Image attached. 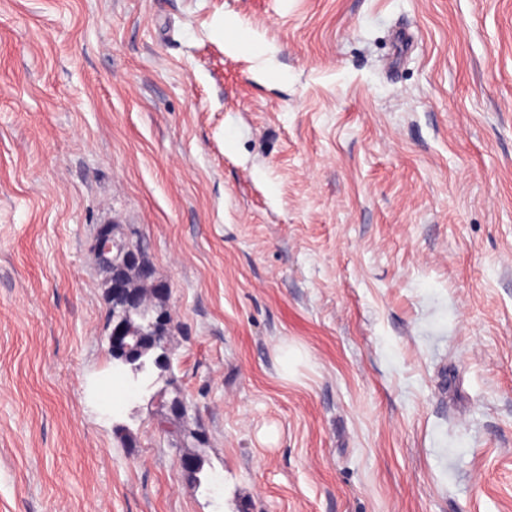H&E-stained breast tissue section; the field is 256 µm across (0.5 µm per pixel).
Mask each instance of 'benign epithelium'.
I'll use <instances>...</instances> for the list:
<instances>
[{
	"label": "benign epithelium",
	"mask_w": 512,
	"mask_h": 512,
	"mask_svg": "<svg viewBox=\"0 0 512 512\" xmlns=\"http://www.w3.org/2000/svg\"><path fill=\"white\" fill-rule=\"evenodd\" d=\"M117 227L103 224L91 244V251L103 274L111 316L107 326L108 348L113 360L121 367L134 364L146 351L154 352L161 366L171 364V349L167 342L166 299L147 301L143 291L131 283V274L150 273L137 252L131 248L136 235L132 231L117 236Z\"/></svg>",
	"instance_id": "1"
}]
</instances>
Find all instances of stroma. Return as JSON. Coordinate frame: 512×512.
Listing matches in <instances>:
<instances>
[{
	"label": "stroma",
	"mask_w": 512,
	"mask_h": 512,
	"mask_svg": "<svg viewBox=\"0 0 512 512\" xmlns=\"http://www.w3.org/2000/svg\"><path fill=\"white\" fill-rule=\"evenodd\" d=\"M509 253L512 0H0V512H512ZM114 224L99 227L91 244V251L103 274L106 296L111 316L107 326L108 348L113 352V363L136 369L134 363L145 351L154 352L155 361L161 366L171 364V349L167 342V294L155 303L147 301L143 291L131 283V274L141 271L148 275L150 268L142 263L137 252L152 268L142 242L133 230L117 236ZM145 329L148 333L145 332ZM154 336L151 345L139 347L140 336Z\"/></svg>",
	"instance_id": "35a3bbf8"
}]
</instances>
